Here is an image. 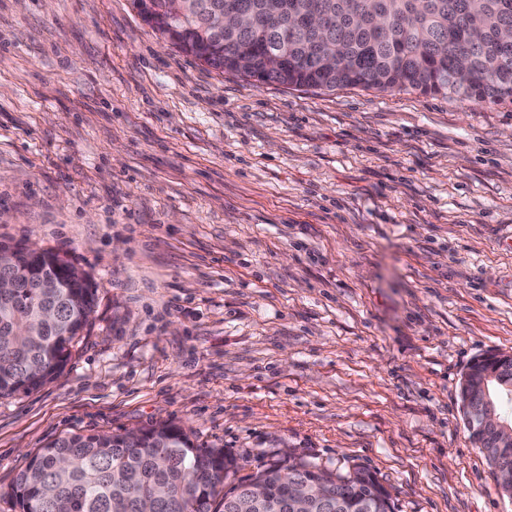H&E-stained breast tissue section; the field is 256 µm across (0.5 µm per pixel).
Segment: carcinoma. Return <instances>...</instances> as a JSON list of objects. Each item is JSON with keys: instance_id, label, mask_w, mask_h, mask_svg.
I'll return each instance as SVG.
<instances>
[{"instance_id": "obj_1", "label": "carcinoma", "mask_w": 512, "mask_h": 512, "mask_svg": "<svg viewBox=\"0 0 512 512\" xmlns=\"http://www.w3.org/2000/svg\"><path fill=\"white\" fill-rule=\"evenodd\" d=\"M195 18L174 27L163 17L181 0H132L161 39L201 64L247 81L334 92L348 87L380 92L417 90L474 104L512 103V0H196ZM247 17L219 35L209 12ZM250 54L259 76L239 68ZM281 56L277 65L265 56ZM323 53L336 62L317 67ZM54 249L0 243V278L15 283L0 295V398L28 393L59 378L90 323L96 285L73 274ZM459 401L478 411L484 400L512 412V355L490 354L467 367ZM488 463H512V445L468 431ZM290 470L288 485L280 472ZM239 457L202 448L172 422L118 433H73L33 455L0 499L12 512H285L313 481L334 496L307 512H395L388 490L370 470L333 473L303 458L275 460L238 476ZM253 482L270 498L248 500Z\"/></svg>"}]
</instances>
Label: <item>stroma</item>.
Segmentation results:
<instances>
[{"label":"stroma","mask_w":512,"mask_h":512,"mask_svg":"<svg viewBox=\"0 0 512 512\" xmlns=\"http://www.w3.org/2000/svg\"><path fill=\"white\" fill-rule=\"evenodd\" d=\"M0 242L98 285L63 375L0 399V487L172 422L247 474L290 452L396 512H512L458 410L512 354V104L251 85L131 0H0Z\"/></svg>","instance_id":"stroma-1"}]
</instances>
